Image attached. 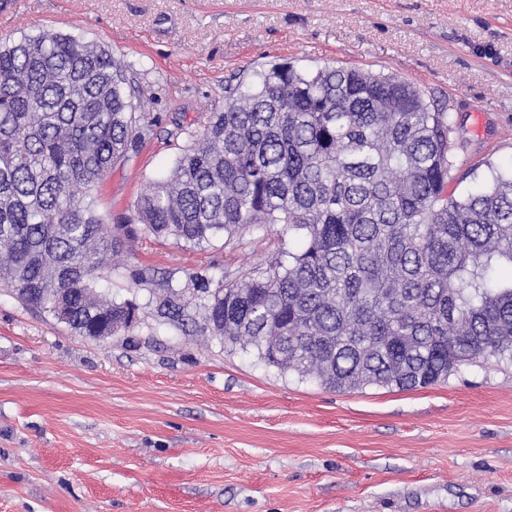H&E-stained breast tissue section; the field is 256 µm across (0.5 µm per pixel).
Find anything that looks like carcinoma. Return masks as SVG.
<instances>
[{
	"instance_id": "carcinoma-1",
	"label": "carcinoma",
	"mask_w": 512,
	"mask_h": 512,
	"mask_svg": "<svg viewBox=\"0 0 512 512\" xmlns=\"http://www.w3.org/2000/svg\"><path fill=\"white\" fill-rule=\"evenodd\" d=\"M133 64L69 35L0 43V284L71 329L131 300L95 291L126 241L147 233L204 248L278 226L294 245L266 267L186 283L132 270L158 316L257 351L324 387L425 388L464 362L512 360V175L448 191L447 107L395 74L271 62L227 82L224 109L106 237L94 195L153 132Z\"/></svg>"
}]
</instances>
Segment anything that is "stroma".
<instances>
[{
  "instance_id": "1",
  "label": "stroma",
  "mask_w": 512,
  "mask_h": 512,
  "mask_svg": "<svg viewBox=\"0 0 512 512\" xmlns=\"http://www.w3.org/2000/svg\"><path fill=\"white\" fill-rule=\"evenodd\" d=\"M105 46L157 122L95 200L108 224L224 106L229 78L290 62L394 73L456 125L450 185L512 170V0H6L0 41ZM184 134H177V126ZM276 229L234 248L143 235L99 291L139 323L95 341L0 288V512H512V362L414 390L336 392L256 352L158 323L132 269L246 274Z\"/></svg>"
}]
</instances>
